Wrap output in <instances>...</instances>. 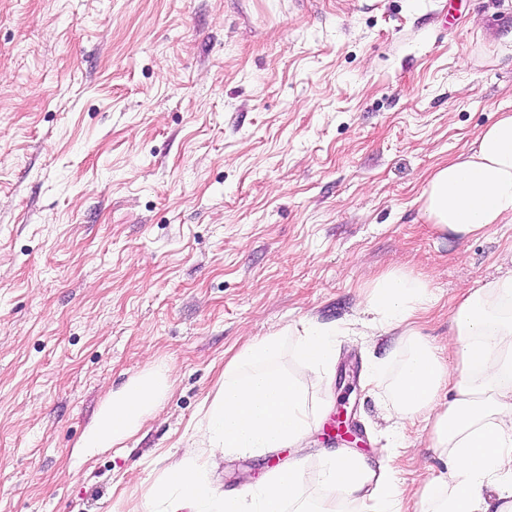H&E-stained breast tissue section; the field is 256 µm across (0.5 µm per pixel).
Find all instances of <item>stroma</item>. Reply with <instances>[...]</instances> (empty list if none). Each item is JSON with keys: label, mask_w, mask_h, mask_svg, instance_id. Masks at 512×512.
I'll list each match as a JSON object with an SVG mask.
<instances>
[{"label": "stroma", "mask_w": 512, "mask_h": 512, "mask_svg": "<svg viewBox=\"0 0 512 512\" xmlns=\"http://www.w3.org/2000/svg\"><path fill=\"white\" fill-rule=\"evenodd\" d=\"M0 0V512H147L225 362L311 319L303 492L328 449L395 466L413 507L444 461L389 429L407 347L360 322L403 268L447 347L471 289L512 275V221L461 240L419 196L512 112V0ZM380 366L379 386L367 378ZM169 389L120 444L81 446L114 390ZM266 457L219 456L239 493Z\"/></svg>", "instance_id": "1"}]
</instances>
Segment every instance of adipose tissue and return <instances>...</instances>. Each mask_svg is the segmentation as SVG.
Listing matches in <instances>:
<instances>
[{
	"instance_id": "1",
	"label": "adipose tissue",
	"mask_w": 512,
	"mask_h": 512,
	"mask_svg": "<svg viewBox=\"0 0 512 512\" xmlns=\"http://www.w3.org/2000/svg\"><path fill=\"white\" fill-rule=\"evenodd\" d=\"M419 200L436 229L462 240L512 221V113H499L469 152L437 166ZM437 301L429 280L402 270L375 277L365 300L373 324L409 345L389 388L395 427L423 419L446 459L444 470L429 475L415 512H512V276L456 303L450 363L415 329ZM287 345L302 372L280 365ZM335 346V332L311 320L250 340L224 365L199 431L201 446L243 456L300 447L315 417L310 391ZM167 391L159 369L128 383L101 409L83 447L122 442ZM323 478L324 494L307 500L296 460L272 470L250 493L227 496L190 448L169 465L153 500L160 512H402L392 470L377 472L361 457L335 454L325 457Z\"/></svg>"
}]
</instances>
